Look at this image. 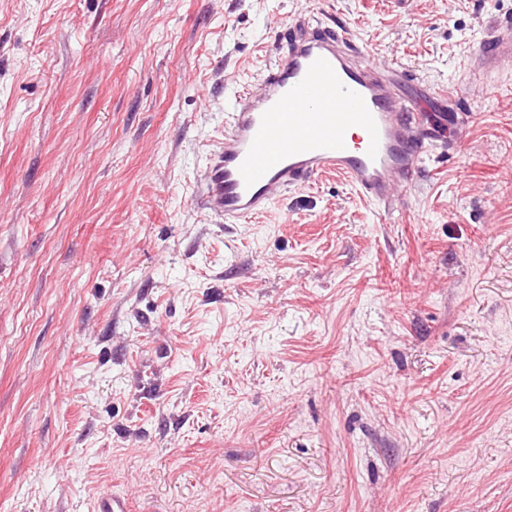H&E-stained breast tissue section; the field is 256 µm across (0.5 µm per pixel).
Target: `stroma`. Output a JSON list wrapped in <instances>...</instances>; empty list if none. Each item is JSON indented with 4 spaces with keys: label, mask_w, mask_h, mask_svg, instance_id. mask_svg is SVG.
Returning <instances> with one entry per match:
<instances>
[{
    "label": "stroma",
    "mask_w": 512,
    "mask_h": 512,
    "mask_svg": "<svg viewBox=\"0 0 512 512\" xmlns=\"http://www.w3.org/2000/svg\"><path fill=\"white\" fill-rule=\"evenodd\" d=\"M342 22L448 148L203 204L289 24ZM512 0H0V512H512ZM504 58H512V39L495 35L481 42L470 66L482 73H492Z\"/></svg>",
    "instance_id": "35a3bbf8"
}]
</instances>
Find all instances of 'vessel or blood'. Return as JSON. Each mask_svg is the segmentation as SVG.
<instances>
[{
	"mask_svg": "<svg viewBox=\"0 0 512 512\" xmlns=\"http://www.w3.org/2000/svg\"><path fill=\"white\" fill-rule=\"evenodd\" d=\"M281 37L286 53L235 101L224 144L210 160L207 209L238 224L325 173L350 179L360 196L390 209L413 184L423 155L446 147L445 130L395 89L401 64L384 74L360 60L349 28L297 23ZM505 58H512V39L496 35L481 42L470 66L490 73ZM354 127L362 135L352 140Z\"/></svg>",
	"mask_w": 512,
	"mask_h": 512,
	"instance_id": "vessel-or-blood-1",
	"label": "vessel or blood"
}]
</instances>
